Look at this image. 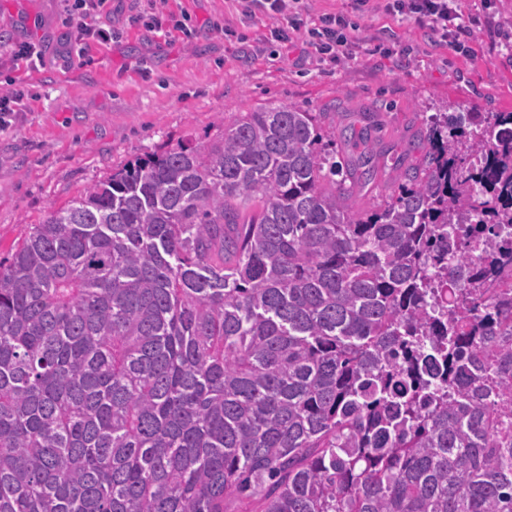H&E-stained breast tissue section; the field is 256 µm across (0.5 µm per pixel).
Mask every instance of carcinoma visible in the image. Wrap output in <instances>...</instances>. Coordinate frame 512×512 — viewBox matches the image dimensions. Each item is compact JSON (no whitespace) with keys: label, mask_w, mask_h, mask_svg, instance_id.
<instances>
[{"label":"carcinoma","mask_w":512,"mask_h":512,"mask_svg":"<svg viewBox=\"0 0 512 512\" xmlns=\"http://www.w3.org/2000/svg\"><path fill=\"white\" fill-rule=\"evenodd\" d=\"M423 142L355 212L371 156L269 103L31 225L0 512H512V111Z\"/></svg>","instance_id":"1"}]
</instances>
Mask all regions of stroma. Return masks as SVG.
<instances>
[{
  "label": "stroma",
  "mask_w": 512,
  "mask_h": 512,
  "mask_svg": "<svg viewBox=\"0 0 512 512\" xmlns=\"http://www.w3.org/2000/svg\"><path fill=\"white\" fill-rule=\"evenodd\" d=\"M474 30L467 52L448 47L406 15L358 7L356 0H301L308 30L339 13L360 39L354 58L336 63L308 53L302 41L272 39L275 20L245 17L237 0H168L189 15L193 32L149 31L133 23L149 0H112L120 36L70 55L72 25L62 0H0V92L22 100L0 127V259L11 258L31 225L93 183L145 154L182 142H208L270 101L317 113L338 160L374 152L379 174L351 206L382 204L394 166L418 163L411 150L426 114L458 104L472 112L512 111V0H459ZM31 14L35 27L20 18ZM41 46L42 67L15 65L20 42Z\"/></svg>",
  "instance_id": "35a3bbf8"
}]
</instances>
